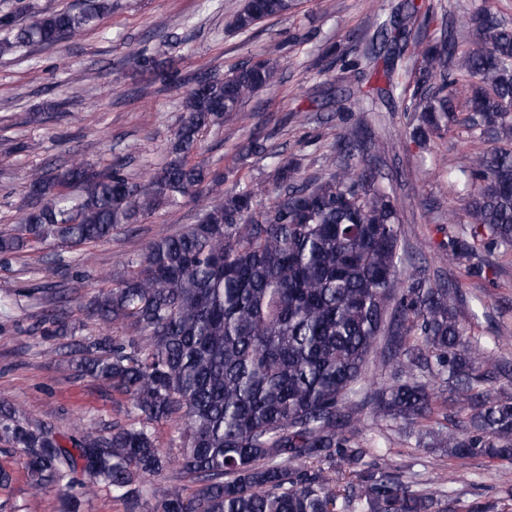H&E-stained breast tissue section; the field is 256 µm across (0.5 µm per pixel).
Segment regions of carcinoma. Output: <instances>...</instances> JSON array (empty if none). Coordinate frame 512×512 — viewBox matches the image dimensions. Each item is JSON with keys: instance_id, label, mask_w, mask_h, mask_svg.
I'll return each mask as SVG.
<instances>
[{"instance_id": "cac0c4a2", "label": "carcinoma", "mask_w": 512, "mask_h": 512, "mask_svg": "<svg viewBox=\"0 0 512 512\" xmlns=\"http://www.w3.org/2000/svg\"><path fill=\"white\" fill-rule=\"evenodd\" d=\"M295 0H244L229 21L248 33L288 13ZM110 0L36 17L0 41V55L53 46L97 26ZM435 19L429 0H401L376 17L360 58L343 62L342 79L359 111L395 101L394 75L414 25ZM478 47L464 48L443 17L439 35L415 45L417 78L401 111L420 113L411 137L424 145L465 113L462 123L492 138L464 173L475 188L462 236L448 238L457 261L480 246L512 250V26L488 9L473 18ZM279 49L262 60L193 86L171 141L170 157L141 185L121 166L97 169L71 159L29 173L18 225L0 234V258L33 245L82 249L107 242L161 207L201 202L197 221L161 234L127 259L79 309L119 328L78 345V367L108 382L140 413L136 424L76 428L65 447L55 428L0 410V441L26 451L37 492L53 489L77 502L81 473L106 487L127 512L146 498L158 512H485L427 487L398 481L383 454L361 464L357 421L348 405L361 396L374 420L408 423L446 458L476 456L512 464V393L487 384L488 365L464 339L463 282L409 275L398 287L399 204L369 160L382 143L342 121L338 159L326 176L300 182L298 165L280 161L275 199L263 204L252 186L224 191L230 173L189 157L200 133L281 79ZM74 335L60 309L36 326ZM391 382L366 383L369 368ZM176 426L179 454L164 455L153 424Z\"/></svg>"}]
</instances>
